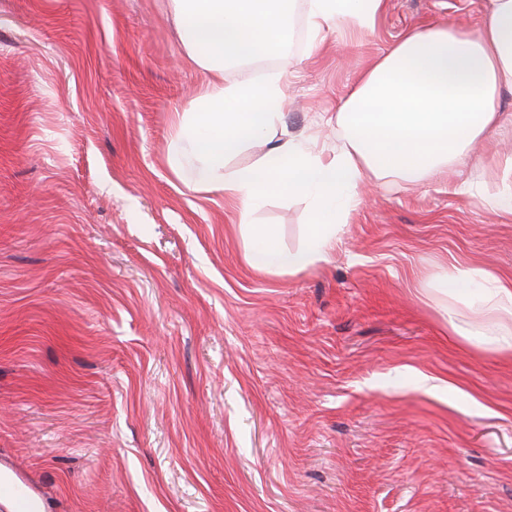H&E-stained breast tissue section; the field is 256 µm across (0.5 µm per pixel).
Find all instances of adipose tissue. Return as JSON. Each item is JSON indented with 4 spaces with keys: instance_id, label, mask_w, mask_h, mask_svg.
Wrapping results in <instances>:
<instances>
[{
    "instance_id": "ef3b65f1",
    "label": "adipose tissue",
    "mask_w": 512,
    "mask_h": 512,
    "mask_svg": "<svg viewBox=\"0 0 512 512\" xmlns=\"http://www.w3.org/2000/svg\"><path fill=\"white\" fill-rule=\"evenodd\" d=\"M188 60L207 73L201 109L176 128L169 166L199 192L219 191L238 203L250 239L247 265L301 272L327 261L338 229L367 179L417 180L462 162L470 143L498 126L495 105L512 88V0H488L474 29L431 25L407 34L380 55L336 114L340 144L324 155L314 141L285 138L250 166L227 170V158L264 138L288 105L283 71L226 80L229 64L283 50L288 0H169ZM385 0H309L312 36L325 30L371 29ZM303 198L311 222L303 249L286 251L276 232L249 221L266 197ZM450 301L478 307L498 325L494 335L449 317L451 331L499 354L512 352V280L466 266L442 275Z\"/></svg>"
}]
</instances>
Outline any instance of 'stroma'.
Wrapping results in <instances>:
<instances>
[{"label":"stroma","instance_id":"obj_1","mask_svg":"<svg viewBox=\"0 0 512 512\" xmlns=\"http://www.w3.org/2000/svg\"><path fill=\"white\" fill-rule=\"evenodd\" d=\"M487 0H387L373 30L231 67H292L281 128L336 148V109L409 30ZM207 75L169 0H0V471L42 512H512V354L448 329V267L512 279V213L466 164L365 189L327 262L251 269L221 192L170 171ZM304 246L310 205L250 215Z\"/></svg>","mask_w":512,"mask_h":512}]
</instances>
